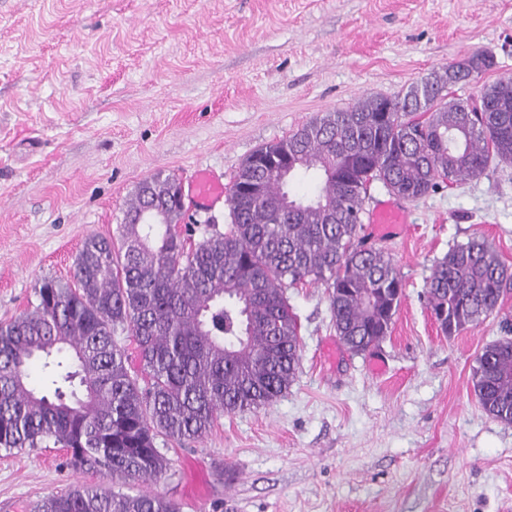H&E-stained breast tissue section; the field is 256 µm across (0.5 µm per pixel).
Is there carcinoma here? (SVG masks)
<instances>
[{
	"label": "carcinoma",
	"instance_id": "1",
	"mask_svg": "<svg viewBox=\"0 0 512 512\" xmlns=\"http://www.w3.org/2000/svg\"><path fill=\"white\" fill-rule=\"evenodd\" d=\"M476 54L413 83L402 96L372 95L326 112L256 149L233 178L232 224L219 230L149 224L143 180L127 203L120 246L88 237L70 285L43 278L37 304L0 323V447L51 440L68 464L104 479L50 494L34 512H179L160 493L114 491L117 480L150 481L169 461L162 436L180 445L209 433L225 414L257 410L281 397L300 364L298 316L286 288H326L336 335L361 353L390 333L404 290L393 260L358 250L372 183L410 201L440 179L463 181L492 162L512 163V78L481 88L487 111L465 120L448 87L491 68ZM295 181L314 186L291 192ZM512 289L507 265L480 238L438 260L425 293L452 336L492 314ZM132 337L146 375L130 372L116 341ZM39 363L43 385L29 382ZM473 393L489 416L512 424V337L476 358Z\"/></svg>",
	"mask_w": 512,
	"mask_h": 512
}]
</instances>
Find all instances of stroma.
Segmentation results:
<instances>
[{"mask_svg": "<svg viewBox=\"0 0 512 512\" xmlns=\"http://www.w3.org/2000/svg\"><path fill=\"white\" fill-rule=\"evenodd\" d=\"M512 75V0H0V321L46 277L72 281L86 238H118L137 185L231 183L255 149L370 95L394 97L480 51ZM370 236L400 270L390 336L339 341L323 286L288 287L301 360L288 391L202 439L157 438V492L181 512H512V424L486 414L475 359L512 336V291L444 335L423 297L435 262L474 237L512 265V165L443 185ZM96 473L63 448L0 447V512Z\"/></svg>", "mask_w": 512, "mask_h": 512, "instance_id": "35a3bbf8", "label": "stroma"}]
</instances>
